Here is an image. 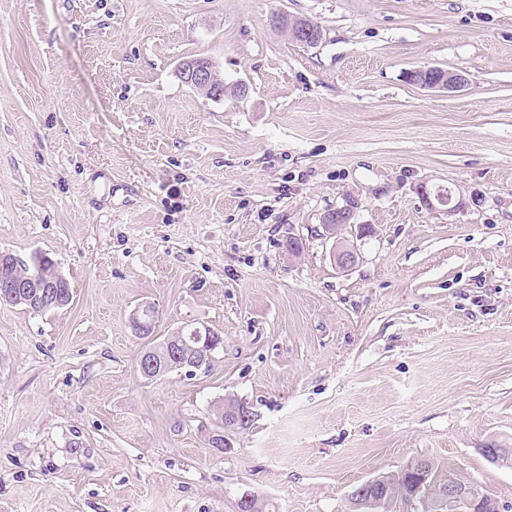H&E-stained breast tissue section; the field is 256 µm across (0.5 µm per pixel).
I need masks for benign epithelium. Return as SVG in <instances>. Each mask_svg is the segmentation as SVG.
Masks as SVG:
<instances>
[{
	"instance_id": "7a95c632",
	"label": "benign epithelium",
	"mask_w": 512,
	"mask_h": 512,
	"mask_svg": "<svg viewBox=\"0 0 512 512\" xmlns=\"http://www.w3.org/2000/svg\"><path fill=\"white\" fill-rule=\"evenodd\" d=\"M295 40L312 45L319 42L323 36L322 31L316 29L311 20L301 19L295 21L293 26ZM214 71L213 64L207 59H189L182 62L180 66V77L183 83L191 88L210 82ZM410 79L429 89L456 91L467 84L465 75L457 71L443 70L438 67H428L415 70L410 73ZM418 193L423 204L430 208H448L453 212L460 206L452 192L441 190L431 191L427 187L419 188ZM355 203L347 202L345 205L328 211L322 219L323 225H336L341 227L351 223L354 216ZM46 257L34 255L31 258V265L35 272L27 277L17 275L19 266L24 261L9 252H0V287L3 293L0 298L9 300L16 296L26 299L29 306L42 312L49 309H58L65 303L64 297L59 289L67 284L65 277L58 271L56 266L45 265ZM151 311V316H156L155 306L145 303L138 307L131 315V326L139 337L149 339L153 336L154 321H145L141 318L142 311ZM182 341H199L206 338L205 344L198 348L195 357L187 363V374L193 375L196 372L209 366L214 351L223 345L219 335L205 326L189 325L178 331ZM139 372L146 379H155L163 375V370L155 360L154 349H144L139 363ZM249 408L241 405L234 406L224 411V431H234L241 423L247 420ZM382 495L381 487L377 481L368 480L355 488L349 498L353 505L359 507H375ZM442 498L450 503L461 506L464 512H500L498 503L490 496L482 494L471 487L450 484L443 491Z\"/></svg>"
}]
</instances>
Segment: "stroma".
I'll return each mask as SVG.
<instances>
[{"label": "stroma", "instance_id": "obj_1", "mask_svg": "<svg viewBox=\"0 0 512 512\" xmlns=\"http://www.w3.org/2000/svg\"><path fill=\"white\" fill-rule=\"evenodd\" d=\"M197 57L246 94L186 86ZM1 250L73 300L0 304V512H349L417 459L512 512L481 453L512 448V0H0ZM146 301L154 343L223 336L208 369L141 377ZM410 79L429 89L448 91H456L467 84V79L462 73L438 67L415 70L410 73ZM423 204L430 209H437L438 206L447 207L448 213L454 212L461 205L460 200L455 201L452 191L442 192L441 190L431 191L426 186H421L418 190ZM225 402H223V408H220L217 406L216 413H217V430L214 431L215 436L212 435L209 438V442L211 445L217 447L213 448V451L216 453H223L224 448L223 446H227L226 437L220 433L226 434V432L238 430V427L241 425L243 421L242 429H245L248 427L250 422L252 421L251 416L247 419V414L249 411V408L247 406L243 407L242 405L233 406L232 408H227L226 411H224ZM224 411V417L220 416L221 411ZM224 444V445H223ZM381 495V487L377 484L376 479H372L355 488L349 495V498L354 506L376 507L379 504L378 500Z\"/></svg>", "mask_w": 512, "mask_h": 512}]
</instances>
